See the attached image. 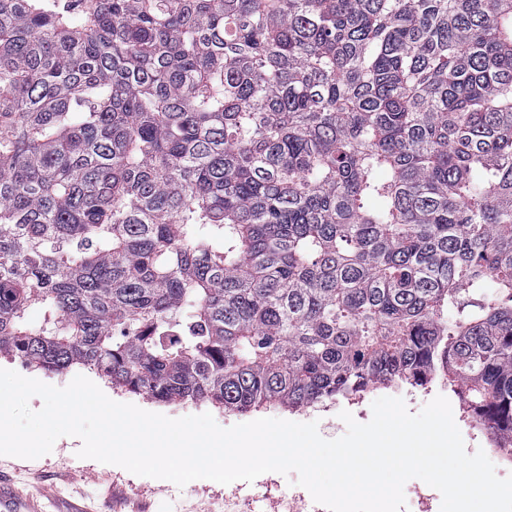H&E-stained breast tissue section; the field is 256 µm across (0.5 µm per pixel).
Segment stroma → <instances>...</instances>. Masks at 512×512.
<instances>
[{"mask_svg": "<svg viewBox=\"0 0 512 512\" xmlns=\"http://www.w3.org/2000/svg\"><path fill=\"white\" fill-rule=\"evenodd\" d=\"M0 368L56 387L66 386L75 376L82 375L94 381L114 401L131 403L171 418L208 413L224 428L260 418L301 423L314 421L320 435L326 439L345 434L346 425L339 417L341 411L350 412L358 422H368L372 417L373 402L381 397H400L413 413L439 395L448 396L451 406L459 404L457 397L449 396L447 386L434 382L417 388L408 385L396 389L374 388L365 393L359 403L344 400L304 412L280 406L238 412L205 403H159L144 395L112 387L95 371L81 365L62 373H51L30 368L13 356L0 354ZM80 447V439L62 437L49 454L34 460L0 456V473L48 512H57L60 504L68 501L78 504L84 512H91L94 504L102 499L122 508L123 512H226L230 506L236 512H286L289 495L302 491L296 483V474L285 476L275 472L259 476L250 484L236 481L222 485L197 479L180 487L167 480L134 475L116 465L78 458Z\"/></svg>", "mask_w": 512, "mask_h": 512, "instance_id": "obj_1", "label": "stroma"}]
</instances>
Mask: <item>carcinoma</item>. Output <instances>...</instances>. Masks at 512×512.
<instances>
[{"label": "carcinoma", "instance_id": "1", "mask_svg": "<svg viewBox=\"0 0 512 512\" xmlns=\"http://www.w3.org/2000/svg\"><path fill=\"white\" fill-rule=\"evenodd\" d=\"M0 353L512 433V0H0Z\"/></svg>", "mask_w": 512, "mask_h": 512}]
</instances>
